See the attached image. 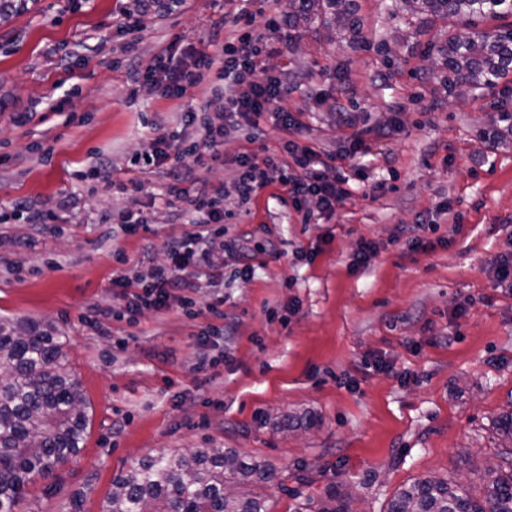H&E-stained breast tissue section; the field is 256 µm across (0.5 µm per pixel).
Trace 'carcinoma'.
Here are the masks:
<instances>
[{"label": "carcinoma", "instance_id": "obj_1", "mask_svg": "<svg viewBox=\"0 0 512 512\" xmlns=\"http://www.w3.org/2000/svg\"><path fill=\"white\" fill-rule=\"evenodd\" d=\"M414 14L457 23L437 56L435 80L448 90L493 91L512 71V0H405ZM288 26L319 23L357 40V0H290ZM501 22L491 31L487 21ZM67 342L41 322L0 320V512H22L26 489L50 479L77 456L86 439L89 406L68 368ZM491 468L483 497L429 476L399 490L388 512H512V448ZM268 462L242 459L234 448H194L142 459L112 480L103 512H268L258 489L284 485ZM293 512H352L327 494L319 501L295 492Z\"/></svg>", "mask_w": 512, "mask_h": 512}]
</instances>
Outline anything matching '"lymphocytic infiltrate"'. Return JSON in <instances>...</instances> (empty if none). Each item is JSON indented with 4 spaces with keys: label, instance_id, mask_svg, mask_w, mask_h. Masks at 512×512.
Instances as JSON below:
<instances>
[{
    "label": "lymphocytic infiltrate",
    "instance_id": "obj_1",
    "mask_svg": "<svg viewBox=\"0 0 512 512\" xmlns=\"http://www.w3.org/2000/svg\"><path fill=\"white\" fill-rule=\"evenodd\" d=\"M277 4L278 0H263L255 14L247 8H239L232 17L234 27L224 42L211 51L192 52L191 68H171L173 54L167 47L146 65L143 72L149 80L164 76L166 96L177 99L186 98L190 90L207 77L213 76L219 81L209 103L222 111L223 123H212L198 117L196 110H189L183 116L181 130L158 127L154 152L132 161L136 167L166 168L171 178L166 190L169 201L184 203L194 223L220 224L229 216L221 191L196 178L194 169L223 162L224 138L238 130L243 131L248 144L236 167L242 199H251L267 184L279 182L293 205H301L310 198L315 200V210L303 214L304 221L308 222L314 211L335 209L348 197L352 191L351 179L367 183L368 194L372 197L380 195L386 188L383 181L370 179L361 166L356 168L354 178L327 180L325 171L338 158L322 154L314 146L292 140L281 154L270 151L267 146L266 131L262 126L267 113H278L286 125L294 123L286 107L290 92L287 75L270 76L262 82L253 79L267 52L269 35L279 30ZM257 14L264 20L265 33L257 34L243 28L244 22L252 21ZM188 157L193 160L189 166L184 163ZM203 243V236L197 234L171 245L170 267L158 270L150 281L137 285L138 290L129 302L130 310L168 308L170 289L181 287L185 282L189 267Z\"/></svg>",
    "mask_w": 512,
    "mask_h": 512
}]
</instances>
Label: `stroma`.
Returning a JSON list of instances; mask_svg holds the SVG:
<instances>
[{"label": "stroma", "instance_id": "stroma-1", "mask_svg": "<svg viewBox=\"0 0 512 512\" xmlns=\"http://www.w3.org/2000/svg\"><path fill=\"white\" fill-rule=\"evenodd\" d=\"M359 3L360 40L316 24L270 35L262 69L298 76L287 101L298 125L267 121L266 143L337 154L356 131L399 123L365 159L390 191L372 203L354 188L302 223L279 184L240 199L232 170L245 142L231 135L223 165L196 171L235 212L206 228L186 292L197 318L176 306L144 310L96 333L83 322L90 308L126 305L112 286L117 255L131 278L150 276L197 227L166 206L161 169L130 194L94 162L127 169L152 153V124L176 128L187 106H205L210 83L175 99L138 72L174 34L208 48L214 22L235 5L178 0L145 12L136 0H34L0 15V154L19 158L0 172V201L57 214L36 231L21 218L0 224V317L66 337L91 413L77 459L30 484L29 512H101L114 476L175 448L237 449L282 475L304 473L305 496L350 497L354 512H387L398 489L430 475L481 494L503 446L493 423L512 411V288L495 273L512 253V144L489 136L512 113V88L448 94L426 75L447 23L408 14L401 0ZM126 16L137 36L121 28ZM61 96L75 122L51 129L58 141L43 161L29 147ZM16 112L30 122L14 126ZM444 198L453 210L435 216ZM136 210L155 211L151 233L125 229L123 215ZM431 219L428 249L404 247L409 228ZM364 240L377 251L359 267ZM219 297L220 331L208 315ZM206 350L223 352V364L195 370Z\"/></svg>", "mask_w": 512, "mask_h": 512}]
</instances>
